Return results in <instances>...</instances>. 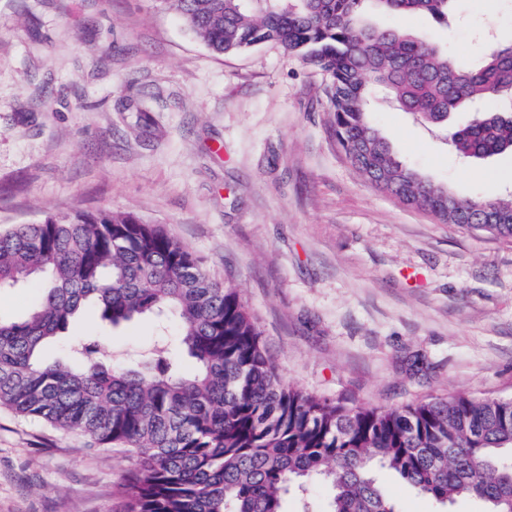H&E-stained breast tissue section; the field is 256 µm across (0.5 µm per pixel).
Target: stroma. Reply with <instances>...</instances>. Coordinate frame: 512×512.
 Listing matches in <instances>:
<instances>
[{"mask_svg": "<svg viewBox=\"0 0 512 512\" xmlns=\"http://www.w3.org/2000/svg\"><path fill=\"white\" fill-rule=\"evenodd\" d=\"M370 21L469 67L485 39L512 42V0ZM323 86L273 43L213 54L157 0H0V228L100 210L162 225L238 288L282 381L318 399H512V239L437 223L366 181ZM371 118L400 160L456 195L512 191L511 154L461 159L391 102ZM177 334L172 317L115 328L88 314L45 355L93 335L132 366ZM132 467L0 408V512H123ZM378 482L399 512H437L392 472Z\"/></svg>", "mask_w": 512, "mask_h": 512, "instance_id": "35a3bbf8", "label": "stroma"}]
</instances>
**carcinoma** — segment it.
<instances>
[{"mask_svg": "<svg viewBox=\"0 0 512 512\" xmlns=\"http://www.w3.org/2000/svg\"><path fill=\"white\" fill-rule=\"evenodd\" d=\"M213 53L276 43L324 77L331 127L377 189L441 224L512 238V197L463 198L399 160L369 117L382 92L444 129L462 105L493 101L449 132L481 160L512 153V44L474 68L370 12L443 19L451 0H158ZM40 278L22 318L0 319V408L122 449L136 461L126 512H283L295 486L328 484L327 512H397L374 477L385 468L445 507L460 498L512 512V399L464 393L402 408H345L282 382L235 286L220 283L159 224L129 214L46 215L0 231V291ZM116 327L172 314L192 368L159 337L137 368L97 338L48 361L43 347L87 305Z\"/></svg>", "mask_w": 512, "mask_h": 512, "instance_id": "carcinoma-1", "label": "carcinoma"}]
</instances>
